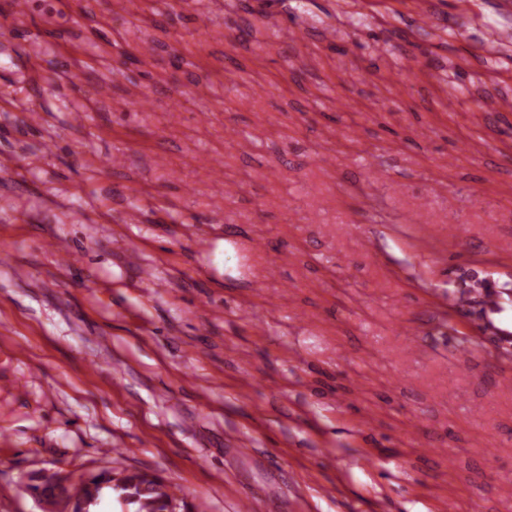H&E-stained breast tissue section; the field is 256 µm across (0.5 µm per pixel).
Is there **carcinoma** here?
<instances>
[{"instance_id":"carcinoma-1","label":"carcinoma","mask_w":512,"mask_h":512,"mask_svg":"<svg viewBox=\"0 0 512 512\" xmlns=\"http://www.w3.org/2000/svg\"><path fill=\"white\" fill-rule=\"evenodd\" d=\"M27 489L32 495L48 493L55 499L56 512H79V507H91L102 493L111 490L137 506L135 512H170L175 494L159 478L140 472L113 473L102 470L79 485L66 487L45 474L29 478Z\"/></svg>"}]
</instances>
